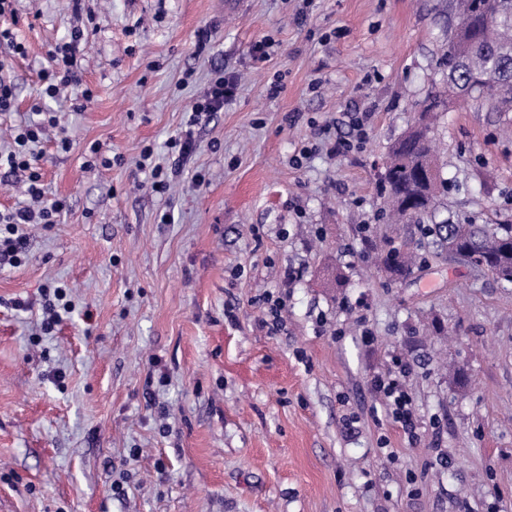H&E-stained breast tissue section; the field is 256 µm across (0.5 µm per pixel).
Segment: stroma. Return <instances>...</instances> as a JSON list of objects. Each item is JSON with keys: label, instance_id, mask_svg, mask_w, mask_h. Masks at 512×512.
<instances>
[{"label": "stroma", "instance_id": "1", "mask_svg": "<svg viewBox=\"0 0 512 512\" xmlns=\"http://www.w3.org/2000/svg\"><path fill=\"white\" fill-rule=\"evenodd\" d=\"M224 2H14L27 56L0 140L77 27L93 97L45 101L72 147L44 144L42 184L68 207L0 267V512H512V285L427 239L404 279L371 260L394 234L383 163L442 81L452 0ZM221 67L236 99L152 194L136 157L165 153ZM511 125L449 99L438 219L512 224ZM323 128L357 147L330 153ZM93 145L112 168L84 167ZM62 283L75 309L46 336L39 290ZM377 377L399 378L416 442Z\"/></svg>", "mask_w": 512, "mask_h": 512}]
</instances>
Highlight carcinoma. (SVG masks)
Masks as SVG:
<instances>
[{"mask_svg":"<svg viewBox=\"0 0 512 512\" xmlns=\"http://www.w3.org/2000/svg\"><path fill=\"white\" fill-rule=\"evenodd\" d=\"M466 32L448 33L443 65L444 90L433 96V112L448 99L478 95L494 112H512V0H455ZM430 123L399 138L390 148L379 183L389 218L395 224L414 223L432 237L448 257L469 250L495 280L512 283V225L446 221L424 224L437 209V156ZM416 254L406 240L388 241L378 256L393 280L406 277Z\"/></svg>","mask_w":512,"mask_h":512,"instance_id":"obj_1","label":"carcinoma"}]
</instances>
